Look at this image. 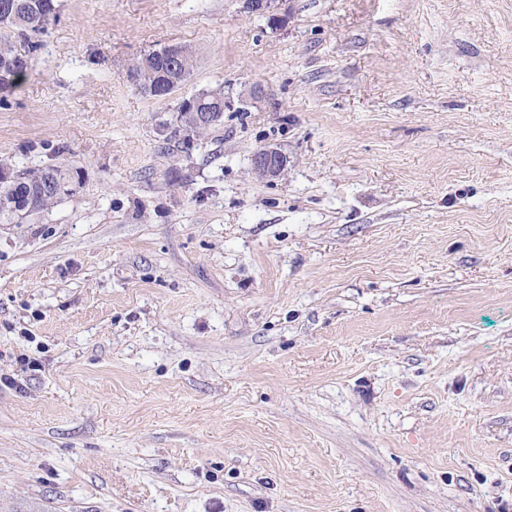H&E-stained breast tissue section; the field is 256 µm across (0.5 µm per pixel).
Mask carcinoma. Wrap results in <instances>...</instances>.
I'll list each match as a JSON object with an SVG mask.
<instances>
[{
  "mask_svg": "<svg viewBox=\"0 0 512 512\" xmlns=\"http://www.w3.org/2000/svg\"><path fill=\"white\" fill-rule=\"evenodd\" d=\"M57 0H0V15L13 11V16L0 24V59L10 63L0 67V90L15 86L25 77L30 66V54L39 49L31 42L28 51L19 53L5 34L27 36L47 30L58 18ZM195 59L190 51L184 57L175 56L170 48L152 51L133 63L139 82L135 86L145 96L166 98L176 92L194 70ZM195 105L182 102L178 107L177 121L184 112H220L223 110L221 90L201 92L194 96ZM81 175V171L67 164L51 165L36 171L18 172L15 187L0 189V221L22 220L34 213L50 208L61 200L58 196L60 182Z\"/></svg>",
  "mask_w": 512,
  "mask_h": 512,
  "instance_id": "cac0c4a2",
  "label": "carcinoma"
}]
</instances>
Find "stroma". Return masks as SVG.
I'll use <instances>...</instances> for the list:
<instances>
[{
    "label": "stroma",
    "mask_w": 512,
    "mask_h": 512,
    "mask_svg": "<svg viewBox=\"0 0 512 512\" xmlns=\"http://www.w3.org/2000/svg\"><path fill=\"white\" fill-rule=\"evenodd\" d=\"M31 41L0 163L84 181L0 223V512H512V0H59ZM171 47L145 54L133 63L134 72L129 69L128 77L136 82L134 85L141 94L154 99L166 98L176 92L193 72L195 59L191 52L181 47L185 52V56L181 58L170 52ZM185 69L189 70L184 71ZM154 88H160L161 91L154 93ZM192 99L195 100L196 104L193 107H188L187 101H191ZM224 107L223 100L221 99V90L219 89H216V91L201 92L180 104L177 110V121L180 125H177V128H175V136H177V134L182 136L180 141L186 151H191L194 146V134L188 132L182 124V112H187L186 115H188L189 126L193 130H199L210 128L220 122L224 116V111L222 112ZM255 172L262 178L275 179L288 169V157L278 148L264 147L252 159Z\"/></svg>",
    "instance_id": "1"
}]
</instances>
